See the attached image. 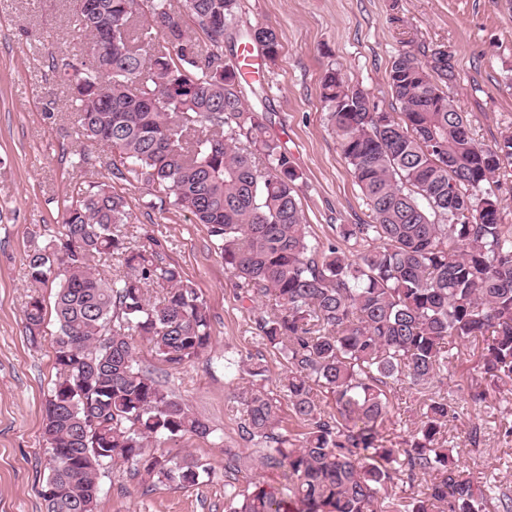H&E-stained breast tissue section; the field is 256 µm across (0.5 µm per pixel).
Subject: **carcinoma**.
Returning <instances> with one entry per match:
<instances>
[{"label":"carcinoma","instance_id":"cac0c4a2","mask_svg":"<svg viewBox=\"0 0 512 512\" xmlns=\"http://www.w3.org/2000/svg\"><path fill=\"white\" fill-rule=\"evenodd\" d=\"M77 10L91 52L54 67L81 135L119 153L112 175L148 186V207L186 211L208 228L242 282L237 300L250 302L256 337L286 360L279 386L300 430L277 432L276 399L252 383L240 392V431L261 463L288 473V496L258 481L226 488L227 512H386L395 481L420 474L429 492L405 512H486L492 501L512 512V490L475 485L459 470L443 436L460 412L436 390L465 342H482L478 377L512 380V225L501 223L495 180L512 167V134L475 142L445 90L454 68L434 53L392 61L398 119L371 111L368 95L328 66L323 108L373 223L338 224L326 246L297 198L303 173L266 112L244 101L240 52L275 66L273 27L239 28L240 0H77ZM127 223L125 198L91 185L66 206L61 236L26 257L31 287L57 285L46 512H97L98 473L118 461L150 486L209 475L190 454L145 451L153 439L206 437L210 427L140 365L128 336L177 369L211 346L212 331L194 285L156 250L129 246ZM103 258L119 263L110 279L97 271ZM154 284L163 294L153 302ZM269 296L275 308L257 311ZM44 319L35 292L24 310L31 341ZM399 382L431 396L409 438L387 447L380 429Z\"/></svg>","mask_w":512,"mask_h":512}]
</instances>
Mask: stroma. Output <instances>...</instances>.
Returning a JSON list of instances; mask_svg holds the SVG:
<instances>
[{"label":"stroma","instance_id":"35a3bbf8","mask_svg":"<svg viewBox=\"0 0 512 512\" xmlns=\"http://www.w3.org/2000/svg\"><path fill=\"white\" fill-rule=\"evenodd\" d=\"M256 22L277 29L280 57L246 89L245 99L266 111L272 133L303 172L298 197L321 243L335 241L337 225L372 221L322 108L328 63L396 116L400 106L388 82L393 59L407 51L447 50L455 68L448 95L467 114L472 137L490 146L512 132V0H241L242 25ZM88 46L78 30L76 0H0V512H46L42 430L45 399L57 379V325L49 314L38 342L25 334L26 253L58 235L65 206L92 181L125 197V230L133 244L157 248L202 294L213 334L211 348L177 370L158 361L145 340H133L141 365L211 428L206 437L154 440L149 451L191 454L210 468V478L190 487L149 488L130 464L119 462L99 475L98 512H224L225 485L288 484L282 469L260 464L256 447L241 439L237 402L244 363L262 361L272 390L285 362L255 338L252 315L236 299L241 283L215 252L207 227L174 208H147L145 185L113 177L117 153L83 146L52 60L82 59ZM82 147L89 162L78 167L74 154ZM457 353L445 388L464 417L449 424L448 445L471 481L512 488V437L501 432L512 424V383L501 385L486 405L465 403L480 351L466 344ZM422 400L416 390L399 389L381 431L384 445L398 444L414 429ZM473 425L481 430L476 447L465 443ZM229 449L240 456L237 467L229 465Z\"/></svg>","mask_w":512,"mask_h":512}]
</instances>
